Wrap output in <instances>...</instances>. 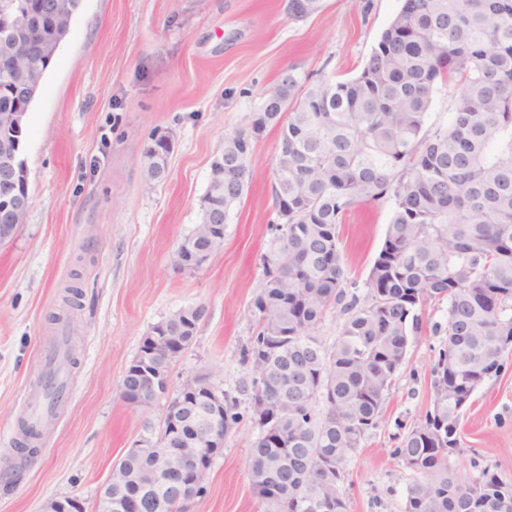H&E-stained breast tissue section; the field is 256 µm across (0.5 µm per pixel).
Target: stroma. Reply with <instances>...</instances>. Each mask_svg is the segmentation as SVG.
<instances>
[{
    "label": "stroma",
    "mask_w": 512,
    "mask_h": 512,
    "mask_svg": "<svg viewBox=\"0 0 512 512\" xmlns=\"http://www.w3.org/2000/svg\"><path fill=\"white\" fill-rule=\"evenodd\" d=\"M288 0H80L70 30L28 113L23 157L32 205L0 244V512H38L75 496L95 512L112 466L146 429H160L167 401L140 408L121 380L149 329L200 305L192 344L171 387L198 374L240 397V422L224 439L185 512H261L249 482L258 429L239 386L255 322L249 305L263 280L277 215L272 184L280 131L253 138L251 178L233 208L223 247L197 269L171 253L198 222L210 163L224 136L247 125L284 72L300 87L348 80L364 67L402 0H323L289 18ZM173 143L168 173L146 188L144 144ZM395 208L358 206L340 226L347 294L367 301V279ZM377 428L350 456L348 512H403L411 473L392 455L402 429L433 405L432 367L446 342L445 305L422 311ZM66 335L75 360L69 397L53 427L20 451L27 401L42 385L44 348ZM460 454L464 479L491 466L512 479V352L473 396Z\"/></svg>",
    "instance_id": "stroma-1"
}]
</instances>
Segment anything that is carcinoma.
<instances>
[{
    "label": "carcinoma",
    "instance_id": "obj_1",
    "mask_svg": "<svg viewBox=\"0 0 512 512\" xmlns=\"http://www.w3.org/2000/svg\"><path fill=\"white\" fill-rule=\"evenodd\" d=\"M80 0H56L60 19L32 14L30 25L61 45ZM323 0H288L294 20ZM453 84L460 96L450 125L423 131L432 94ZM39 87L24 88L0 65V113L29 112ZM258 131L274 124L281 150L272 186L278 221L262 256L265 280L251 302L256 334L242 350L247 373L239 391L273 406L251 448L249 482L262 512H347L340 491L350 453L382 418L406 359L421 311L447 302L448 339L433 365L432 410L393 449L412 477L404 512H512V481L486 466L471 481L448 467L461 451L463 399L503 369L501 341L512 339V0H403L361 73L322 80L298 93L296 78L270 90ZM253 132L224 137L211 164L224 159L219 187L209 181L201 214L224 211L249 179ZM144 148L145 184L166 172L171 147ZM389 196L395 209L369 275L370 302L346 299L339 226L362 202ZM224 232L197 223L172 254H210ZM346 315L326 350L314 329L334 308ZM201 306L154 325L137 364L120 385L124 399L146 406L144 373L163 388L179 354L193 341ZM180 399L184 435L200 439L214 419L213 389ZM238 400L224 394V433L239 422ZM196 456L210 467V448H173L168 457L130 450L115 465L112 512H181L178 482L157 479L169 461Z\"/></svg>",
    "mask_w": 512,
    "mask_h": 512
}]
</instances>
